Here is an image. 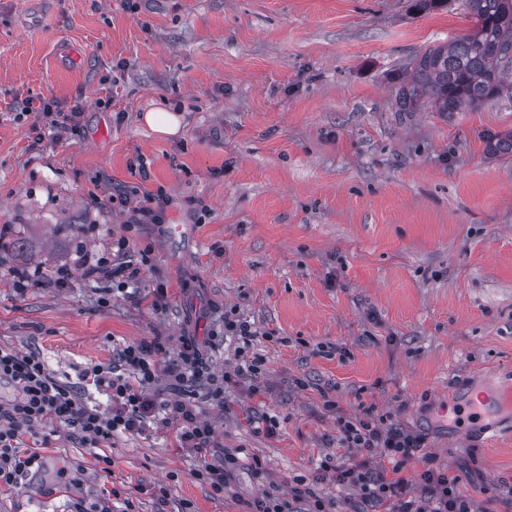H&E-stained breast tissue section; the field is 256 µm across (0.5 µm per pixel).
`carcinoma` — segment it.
<instances>
[{
    "instance_id": "1",
    "label": "carcinoma",
    "mask_w": 512,
    "mask_h": 512,
    "mask_svg": "<svg viewBox=\"0 0 512 512\" xmlns=\"http://www.w3.org/2000/svg\"><path fill=\"white\" fill-rule=\"evenodd\" d=\"M473 27L467 35L433 46L410 63L404 99L449 115L477 107L504 90L512 75V0H465ZM488 155L512 156V131L489 139Z\"/></svg>"
}]
</instances>
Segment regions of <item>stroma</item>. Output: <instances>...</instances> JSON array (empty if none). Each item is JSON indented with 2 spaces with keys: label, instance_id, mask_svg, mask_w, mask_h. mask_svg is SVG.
Instances as JSON below:
<instances>
[{
  "label": "stroma",
  "instance_id": "35a3bbf8",
  "mask_svg": "<svg viewBox=\"0 0 512 512\" xmlns=\"http://www.w3.org/2000/svg\"><path fill=\"white\" fill-rule=\"evenodd\" d=\"M470 27L464 0H0V347L74 384L127 343L206 342L235 311L266 367L260 394L244 380L199 404L209 460L238 457L223 494L174 432L88 448L39 423L42 465L0 488V512H246L300 482L324 512H386L334 474L357 455L336 418L369 404L426 439L412 494L441 468L474 512H512V410L456 407L512 393V157L486 153L512 97L444 116L401 95L413 58ZM29 99L80 106L78 133L20 113ZM158 106L179 133L143 122ZM159 190L164 223L133 226ZM123 235L151 258L129 294L83 268Z\"/></svg>",
  "mask_w": 512,
  "mask_h": 512
}]
</instances>
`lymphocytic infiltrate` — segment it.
<instances>
[{
	"label": "lymphocytic infiltrate",
	"instance_id": "obj_1",
	"mask_svg": "<svg viewBox=\"0 0 512 512\" xmlns=\"http://www.w3.org/2000/svg\"><path fill=\"white\" fill-rule=\"evenodd\" d=\"M229 335L240 341L239 365L234 372L218 375L211 370L208 352ZM254 336L248 321L226 317L211 330L206 344L192 336L181 337L165 364L157 359L160 343L125 344L111 363L93 366L82 376L109 395L111 405L106 410L89 406L73 386L56 379L38 355L0 349V384L15 391L11 400L0 403V486H16L19 476L39 465L37 456L20 453V444L34 424L50 422L92 446L110 442L118 434L174 428L179 446L196 454L193 476L208 482L215 492H224L237 463L235 453L226 452L222 465L209 462L212 425L199 417L191 401L164 399L155 389L163 381L173 387H197L203 389L205 399L220 405L225 388L244 378L250 380L252 393H260L266 368L263 358L251 350ZM338 425L342 444L360 454L351 466L337 469L338 483L362 486L369 498L389 505V512H472L460 478L444 470H424L423 496L410 495L403 464L417 456L425 439L397 426L391 413L380 414L370 406L355 417L339 418Z\"/></svg>",
	"mask_w": 512,
	"mask_h": 512
}]
</instances>
